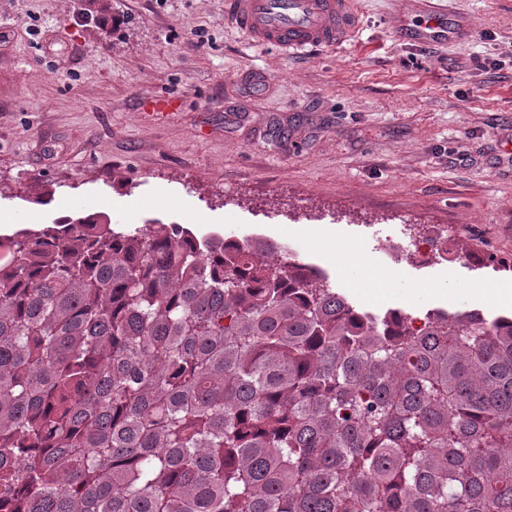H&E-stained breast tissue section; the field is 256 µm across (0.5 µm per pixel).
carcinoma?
<instances>
[{"label":"carcinoma","instance_id":"obj_1","mask_svg":"<svg viewBox=\"0 0 512 512\" xmlns=\"http://www.w3.org/2000/svg\"><path fill=\"white\" fill-rule=\"evenodd\" d=\"M0 250L5 512H512V316L415 331L179 224Z\"/></svg>","mask_w":512,"mask_h":512}]
</instances>
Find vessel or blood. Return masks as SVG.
<instances>
[{"label": "vessel or blood", "mask_w": 512, "mask_h": 512, "mask_svg": "<svg viewBox=\"0 0 512 512\" xmlns=\"http://www.w3.org/2000/svg\"><path fill=\"white\" fill-rule=\"evenodd\" d=\"M224 21L255 45L298 56L350 41L359 16L356 0H224ZM469 33L468 23L440 0H412L410 12L394 16V34L401 42L429 47ZM179 106V97L167 93L141 102L155 115Z\"/></svg>", "instance_id": "1"}]
</instances>
